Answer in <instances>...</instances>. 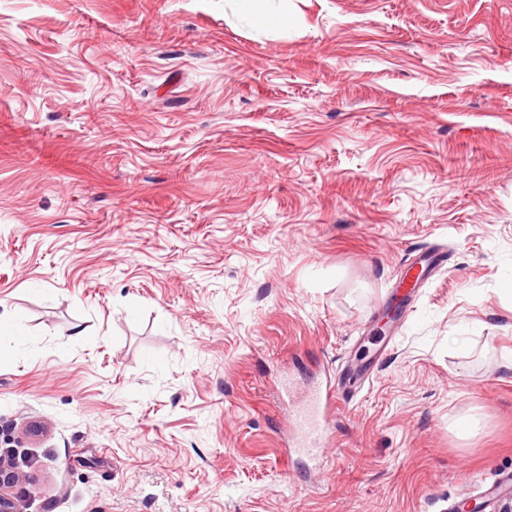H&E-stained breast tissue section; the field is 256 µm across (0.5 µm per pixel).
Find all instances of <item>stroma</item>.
Returning <instances> with one entry per match:
<instances>
[{"mask_svg":"<svg viewBox=\"0 0 512 512\" xmlns=\"http://www.w3.org/2000/svg\"><path fill=\"white\" fill-rule=\"evenodd\" d=\"M257 13L0 0L18 512H455L512 473V0ZM346 366L296 453L283 384Z\"/></svg>","mask_w":512,"mask_h":512,"instance_id":"stroma-1","label":"stroma"}]
</instances>
